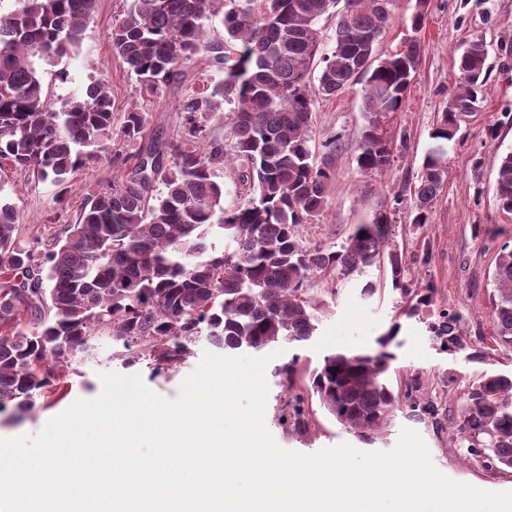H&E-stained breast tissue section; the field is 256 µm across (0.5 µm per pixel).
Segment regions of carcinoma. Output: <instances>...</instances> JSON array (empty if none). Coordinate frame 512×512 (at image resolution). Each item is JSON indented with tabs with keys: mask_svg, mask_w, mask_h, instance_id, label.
Here are the masks:
<instances>
[{
	"mask_svg": "<svg viewBox=\"0 0 512 512\" xmlns=\"http://www.w3.org/2000/svg\"><path fill=\"white\" fill-rule=\"evenodd\" d=\"M224 2V33L206 21ZM97 0H18L0 13V159L19 174L37 176L66 202L68 182L96 159L112 160L119 173L88 198L75 223L43 227L29 237L13 206L0 198V409L26 412L37 392L54 386L75 351L110 338L123 365L143 361L156 373L177 371L202 339L225 356L260 353L280 343L301 344L317 330L319 300L309 286L331 274L349 277L370 268L390 272L393 287L410 301L408 316L438 305L429 281L410 287L403 254L392 247L391 206L350 227L337 246L309 245L302 229L323 216L336 157L350 153L358 170L379 175L392 163L386 136L390 116L401 111L421 61L416 36L428 0H415L413 35L394 51L379 45L396 18L398 0H131L113 24L112 55L141 87L179 85L196 56L224 77L206 83L182 103L184 143L166 149L163 134L143 140L141 113H125L119 134L138 151L111 153L113 103L105 77L57 103L36 67L76 53ZM336 18L332 47L323 52L321 22ZM488 49L470 40L458 59L452 95L477 110L487 81ZM322 66L317 80L315 61ZM360 88L364 126L359 139L312 136L323 99ZM235 108L230 148L209 137L207 122L220 101ZM461 113L445 108L429 137L410 195L409 223H430L443 189L448 143ZM233 166L243 201L223 206L216 168ZM496 202L512 212V152L502 157ZM224 233V249L210 237ZM492 340L512 350V248L502 247L492 274ZM440 306V305H438ZM463 314L442 305L430 332L448 351L467 348ZM392 323L364 352L331 351L311 374L309 395L346 429L366 440L385 433L394 413L437 415L420 403L416 387L398 395L387 374L401 346ZM302 394L281 406L280 420L307 427ZM455 442L469 461L512 468V374L485 372L469 384L455 421Z\"/></svg>",
	"mask_w": 512,
	"mask_h": 512,
	"instance_id": "cac0c4a2",
	"label": "carcinoma"
}]
</instances>
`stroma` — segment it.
Listing matches in <instances>:
<instances>
[{"mask_svg": "<svg viewBox=\"0 0 512 512\" xmlns=\"http://www.w3.org/2000/svg\"><path fill=\"white\" fill-rule=\"evenodd\" d=\"M129 3L130 0H97L78 54L62 60L59 67H48L43 78L51 83L55 100L61 102L84 90L91 80L106 76L115 101V119H122L128 109H136L144 118L146 133L160 129L168 143H178L184 126L183 101L201 88L203 80L216 79L217 74L197 57L188 63L187 79L181 85L154 93L142 90L112 55L113 23ZM475 37L490 46L489 77L480 107L461 116L456 141L448 147L447 182L432 206L430 222L418 230L408 224L405 210H397L393 217V243L403 252L413 283L436 284L439 300L463 313L462 331L472 346L460 352L441 348L427 329L428 322L435 318L434 311L403 318L402 345L388 383L394 391L402 392L408 383L418 382L419 400L433 402L439 414L434 419L418 420L396 412L388 431L372 448L391 450L402 428H412L420 433L434 465L444 475L498 492L512 491V469L490 470L466 462L463 449L454 445L453 424L463 410L470 381L485 372H512V350L493 344L490 317L495 258L503 244L512 243V213L500 210L494 198L500 159L512 151V0H429L426 24L419 34L421 63L402 110L393 115L388 126L393 165L384 176L369 177L357 170L350 155L338 157L329 208L303 235L311 244L339 245L351 225L368 222L380 204L389 201L404 184L416 183L423 156L431 145L429 132L458 82V48ZM61 70L66 73L62 79L57 76ZM362 125L361 98L350 91L320 101L314 118V138L321 142L339 134L353 142ZM492 126L497 129L493 140L486 136L487 128ZM112 176V165L105 161L81 169L69 184V205L62 210L53 204L55 188L50 182L7 169L0 171V196L14 204L20 223L71 224L81 203ZM369 280L376 282L377 291L366 297L361 287ZM310 292L322 301L318 330L303 346L284 345L279 357L284 363L292 355H299L294 375V388L298 391L309 385L311 372L324 353L369 348L395 316H400L404 306L400 291L378 268L362 275L319 280L311 285ZM208 349L207 342L197 343L193 357L176 373L154 377L143 363L134 366L133 371L148 388L173 399ZM114 350L111 339L104 338L90 350L75 353L56 386L37 397L35 409L27 416L15 419L11 408L0 412V438L37 434L74 401L98 397L103 390L102 373L125 371L113 359ZM266 379V425L282 448L312 454L344 442L359 446L358 436L339 424L315 399L310 400L307 409L306 431L297 432L282 425L279 409L286 398L285 386L274 366H267Z\"/></svg>", "mask_w": 512, "mask_h": 512, "instance_id": "stroma-1", "label": "stroma"}]
</instances>
